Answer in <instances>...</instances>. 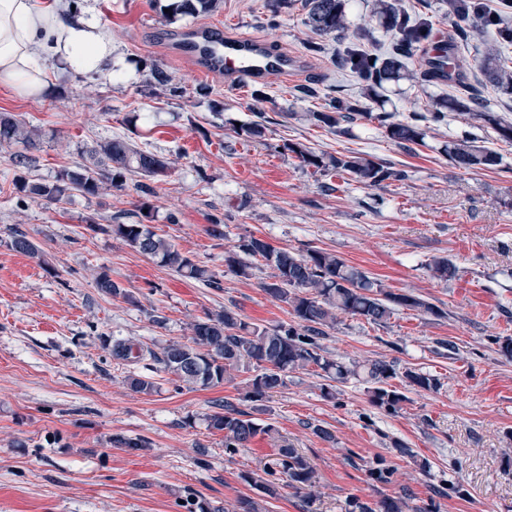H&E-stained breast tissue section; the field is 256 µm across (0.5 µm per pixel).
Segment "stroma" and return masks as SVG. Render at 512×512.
Returning a JSON list of instances; mask_svg holds the SVG:
<instances>
[{"instance_id": "stroma-1", "label": "stroma", "mask_w": 512, "mask_h": 512, "mask_svg": "<svg viewBox=\"0 0 512 512\" xmlns=\"http://www.w3.org/2000/svg\"><path fill=\"white\" fill-rule=\"evenodd\" d=\"M95 7L123 77L68 75L36 97L0 86V112L42 130L40 180L78 170L87 150L113 137L168 158L172 171L149 196L130 186L78 194L57 207L21 204L10 192L11 150L0 147V512H231L254 496L241 476L270 461L274 441L257 436L229 457L223 433L207 422L247 374L205 388L176 381L149 357L124 362L110 354L116 339L156 352L187 341L194 319L227 307L267 327L291 321L288 306L262 290L266 271L243 278L224 265L225 245L252 234L280 248L335 252L384 288L420 295L441 311L402 309L383 326L343 315L325 341L335 359L383 358L440 379L439 391H407L397 413L372 407L361 382L340 385L332 401L322 397L316 373L287 374L268 403L270 417L315 464L320 497L308 508L284 487L268 512H342L350 495L377 498L380 487L347 454L389 457L396 441L430 463L424 474L411 459L396 461L414 510L427 504L433 484L453 477L467 494L438 500L439 512H512V359L494 342L512 337V144L466 112L424 124L423 141L409 150L365 118L333 129L313 125L309 113L328 111L334 97L356 98L359 88L337 67L334 41L323 53L306 52L314 34L304 0H289L276 14L269 0H224L211 16L171 23L154 0H95ZM189 26L260 35L296 67L265 81L266 100L255 105L250 88L197 73L173 53L171 34ZM155 63L182 96L152 84ZM203 85L209 94H200ZM456 91L452 81L403 82L391 95L395 118L428 113ZM258 109L267 116L261 142L238 134ZM462 137L496 151L498 170L456 167L447 146ZM286 141L319 154L361 153L408 177L363 187L343 173L316 174L295 154L277 152ZM145 203L155 231L207 266L219 287L184 279L89 227L115 216L134 223ZM213 215L223 217L226 241L206 234ZM15 228L39 256L11 249ZM437 257L457 266L455 279L433 277ZM102 271L128 298L98 293ZM131 376L150 379L154 391L134 392ZM314 423L329 427L335 442L312 434ZM117 434L144 438L149 448L112 447Z\"/></svg>"}]
</instances>
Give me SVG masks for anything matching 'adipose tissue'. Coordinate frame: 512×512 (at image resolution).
<instances>
[{
  "instance_id": "1",
  "label": "adipose tissue",
  "mask_w": 512,
  "mask_h": 512,
  "mask_svg": "<svg viewBox=\"0 0 512 512\" xmlns=\"http://www.w3.org/2000/svg\"><path fill=\"white\" fill-rule=\"evenodd\" d=\"M122 75L123 68L91 7L74 15L56 0H0V85L39 95L59 74Z\"/></svg>"
}]
</instances>
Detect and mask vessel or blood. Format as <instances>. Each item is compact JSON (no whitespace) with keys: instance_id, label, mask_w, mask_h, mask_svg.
<instances>
[{"instance_id":"b4317fda","label":"vessel or blood","mask_w":512,"mask_h":512,"mask_svg":"<svg viewBox=\"0 0 512 512\" xmlns=\"http://www.w3.org/2000/svg\"><path fill=\"white\" fill-rule=\"evenodd\" d=\"M172 50L195 70L224 76L239 87L287 76L294 68L293 58L274 53L265 38L252 34L227 37L213 27L183 29L173 37Z\"/></svg>"}]
</instances>
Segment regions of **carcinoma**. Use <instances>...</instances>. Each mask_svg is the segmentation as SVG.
I'll list each match as a JSON object with an SVG mask.
<instances>
[{
  "mask_svg": "<svg viewBox=\"0 0 512 512\" xmlns=\"http://www.w3.org/2000/svg\"><path fill=\"white\" fill-rule=\"evenodd\" d=\"M222 0H170L164 5L168 12L164 17L177 15L207 16L218 12ZM307 22L318 37L309 41L305 49L311 54L323 50L322 40L339 41L337 60L350 71L359 84L360 97L384 103V92L390 85L410 77L409 64L413 52L424 45L433 33V22L421 15H412L400 4V0H375L373 14L380 25L392 34V42L385 51L369 50L361 38L346 44L349 31L351 0H304ZM448 20L454 22L463 40L470 32L490 34L491 40L476 66L485 81L500 91L512 93V58L506 50L512 46V26L504 23L502 14L487 9L483 0H444ZM467 60L457 56V45L441 48L440 55L428 61V68L421 73L424 81L437 80L444 76L448 80L462 79ZM154 84L162 88L165 95L175 97L182 93L181 87L172 83V78L159 65L151 70ZM329 112H310L309 120L316 126L334 128L340 122H352L364 115L385 128L388 137L403 148L422 141L424 132L418 121L427 119L441 123L449 112H470L473 116L495 127L499 137L512 143V122L507 123L489 111L480 109V103L464 93L440 99L429 116L413 115L405 122H397L391 112L380 108L377 113H364L358 100L332 99ZM255 120L241 127V133L251 140L265 136L266 116L254 113ZM41 131L29 128L9 113H0V147L15 143L24 145V151L12 155L11 160L19 169L13 182L16 194L34 201L45 200L54 204L67 202L73 192L95 196L105 189L122 190L128 180L140 176L156 180L168 176L170 162L164 156L148 149H141L128 140L115 137L97 143L90 151L92 165L83 172L64 170L52 182H42L32 176L37 158L30 151L37 148ZM282 149L295 154L306 167L320 172L342 171L351 181L366 187H376L387 180L401 181L406 172L386 166L381 162L356 152L339 155L317 154L297 144L285 142ZM448 157L459 168L494 170L501 158L497 152L476 146L468 140L448 144ZM94 231L110 232L122 239L131 248L147 255L178 275L202 281L209 286H218L214 273L193 261L175 244L156 233L153 227L143 223L109 224L92 226ZM11 249L22 254L39 252L37 245L21 231L11 233ZM224 265L227 269L245 278L262 267L272 273L261 282L262 290L272 299L290 308L293 321L274 327L261 326L244 321L230 309L222 313L205 314V317L190 323L191 336L185 343H172L160 353L149 355L162 365L164 371L174 375L178 381L201 386H217L231 382L235 373L245 366L256 367L257 374L246 383L239 394L238 402L224 400L217 411L208 416V427L224 433V454L232 457L247 447L259 434L271 435L276 426L254 416L266 412L264 402L283 385V376L298 370L319 369L328 384L322 387L327 399L337 398L336 384L351 379L367 384L369 402L388 413L401 409L406 396L392 388L390 380L401 377L406 385L417 391H436L440 380L427 372L407 368L398 371L396 362L384 359H367L363 362H344L328 355L322 340L328 330L336 327L338 315L347 314L366 320L370 324H386L399 309L416 311L422 315L441 317L443 313L434 304L413 293H395L383 288L365 272L347 264L334 252L322 249L288 250L277 249L253 235L242 237L224 249ZM433 276L448 281L457 276V267L444 257L430 263ZM97 291L105 296H127L124 288L113 281L105 271L95 277ZM143 356V348L123 340L112 344V357L127 360ZM253 403V411L239 408V403ZM112 447L127 452H138L147 448L140 438L115 435ZM275 467L263 470V474L248 473L242 479L259 492V499L238 501L239 512H264L266 503L279 495L280 483L276 477L282 473L288 487L295 490L306 503L319 496L317 470L311 460L288 441L281 442L276 449ZM370 481L390 485L395 483V462L383 455L363 463ZM439 497L463 496L465 489L453 480L434 487ZM411 490L400 486L393 495L379 499H361L352 496L345 501L344 512H408Z\"/></svg>",
  "mask_w": 512,
  "mask_h": 512,
  "instance_id": "obj_1",
  "label": "carcinoma"
}]
</instances>
